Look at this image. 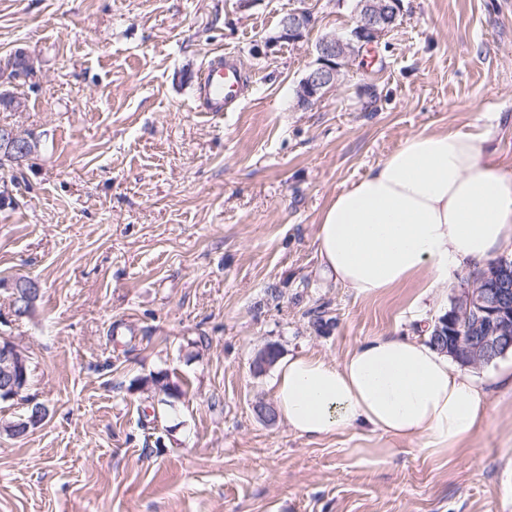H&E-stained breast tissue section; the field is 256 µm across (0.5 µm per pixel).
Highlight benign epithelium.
Instances as JSON below:
<instances>
[{
	"label": "benign epithelium",
	"instance_id": "benign-epithelium-1",
	"mask_svg": "<svg viewBox=\"0 0 512 512\" xmlns=\"http://www.w3.org/2000/svg\"><path fill=\"white\" fill-rule=\"evenodd\" d=\"M356 26L346 35H326L316 45L317 57L297 90V105L307 108L317 103L325 91L339 80L342 70L358 48L379 42L403 17L402 0H360L356 6ZM315 19L306 9L288 12L280 22V35L290 42L301 41ZM15 69L20 78L32 83L36 75L33 60L23 49L0 63ZM0 146L11 150L19 164L28 159L30 139L13 128L0 129ZM507 273L489 271L484 287L466 291L457 302L459 318H472L479 335L468 342L448 337V355L462 368L489 364L512 350V291L505 288ZM27 381L25 351L8 337L0 338V400H13L24 391Z\"/></svg>",
	"mask_w": 512,
	"mask_h": 512
}]
</instances>
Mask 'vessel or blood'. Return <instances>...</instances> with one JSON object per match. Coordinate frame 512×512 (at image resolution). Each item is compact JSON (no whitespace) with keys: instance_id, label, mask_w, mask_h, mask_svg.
<instances>
[{"instance_id":"1","label":"vessel or blood","mask_w":512,"mask_h":512,"mask_svg":"<svg viewBox=\"0 0 512 512\" xmlns=\"http://www.w3.org/2000/svg\"><path fill=\"white\" fill-rule=\"evenodd\" d=\"M243 75L234 56L214 57L197 84L195 109L212 116L238 111Z\"/></svg>"}]
</instances>
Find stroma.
I'll list each match as a JSON object with an SVG mask.
<instances>
[{
  "mask_svg": "<svg viewBox=\"0 0 512 512\" xmlns=\"http://www.w3.org/2000/svg\"><path fill=\"white\" fill-rule=\"evenodd\" d=\"M299 7L313 29L278 40ZM404 8L303 109L315 45L349 33L354 0H0V57L37 69L0 125L41 139L0 171V336L28 351L26 400L47 410L0 433V512H512V392L451 459L254 410L274 401L273 368L253 367L266 345L339 360L416 335L472 285L360 299L319 268L325 206L409 136L484 132L512 169V0ZM216 51L248 85L210 119L193 91ZM20 276L41 286L22 317L5 286ZM157 374L182 397L162 403ZM26 400L0 401V423Z\"/></svg>",
  "mask_w": 512,
  "mask_h": 512,
  "instance_id": "stroma-1",
  "label": "stroma"
}]
</instances>
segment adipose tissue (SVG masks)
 I'll return each instance as SVG.
<instances>
[{"mask_svg":"<svg viewBox=\"0 0 512 512\" xmlns=\"http://www.w3.org/2000/svg\"><path fill=\"white\" fill-rule=\"evenodd\" d=\"M473 131L408 137L324 209L316 246L325 277L369 299L512 254V171ZM512 388V370L484 382L455 369L420 336H376L336 362L311 354L281 359L272 391L280 417L318 438L366 430L402 444L423 439L455 456L486 421L488 384Z\"/></svg>","mask_w":512,"mask_h":512,"instance_id":"obj_1","label":"adipose tissue"}]
</instances>
